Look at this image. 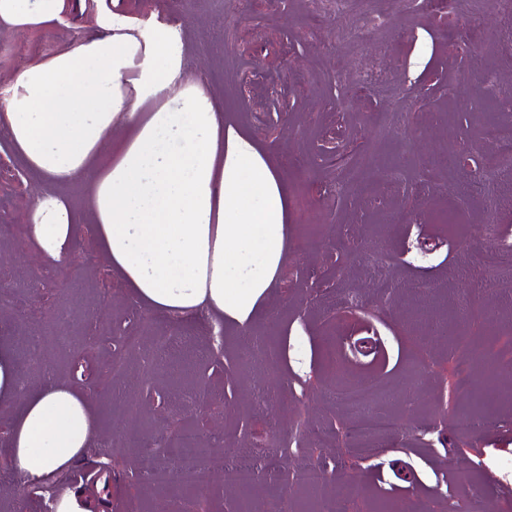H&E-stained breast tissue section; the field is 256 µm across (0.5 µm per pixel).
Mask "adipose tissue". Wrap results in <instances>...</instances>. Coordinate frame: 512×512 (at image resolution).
Listing matches in <instances>:
<instances>
[{"instance_id": "obj_1", "label": "adipose tissue", "mask_w": 512, "mask_h": 512, "mask_svg": "<svg viewBox=\"0 0 512 512\" xmlns=\"http://www.w3.org/2000/svg\"><path fill=\"white\" fill-rule=\"evenodd\" d=\"M67 0H0V32L47 28ZM101 35L21 67L0 114L15 149L47 181H82L96 241L150 310L207 312L249 326L288 259V188L267 155L231 123L206 86L187 80L181 35L112 11ZM77 219L36 195L29 234L64 266ZM0 349V405L19 403L14 469L52 483L100 429L90 398L45 374L21 387Z\"/></svg>"}]
</instances>
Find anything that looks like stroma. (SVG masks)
Masks as SVG:
<instances>
[{
    "mask_svg": "<svg viewBox=\"0 0 512 512\" xmlns=\"http://www.w3.org/2000/svg\"><path fill=\"white\" fill-rule=\"evenodd\" d=\"M112 10L179 29L187 78L203 77L225 118L272 152L290 193L288 261L249 327L205 313L150 319L98 250L83 188L48 185L0 132V225L15 228L0 240V345L24 381L50 365L102 417L51 492L0 476V512H50L51 494L101 477L119 434L109 512H512V371L494 362L512 344V277L471 265L512 250V207L465 191L490 163L488 115L512 97V32L448 0H348L340 12L314 0H68L60 23L0 36V92L23 65L96 35ZM462 39L489 80L467 75ZM398 111L399 135L380 136ZM458 146L466 162L441 167ZM42 190L82 217L65 273L27 235L30 194ZM43 273L51 287H32ZM417 307L447 317L452 334L434 337ZM55 332L69 334L67 348L32 364L29 337ZM163 332L174 346L147 363ZM130 336L140 348L117 381L112 357ZM375 383L396 431L366 459L334 394ZM489 391L484 426L465 431ZM312 425L334 441L312 442ZM186 431L198 438L202 500L176 488L171 451L160 452L165 480L138 476L142 452ZM270 445L277 467L250 492L212 465ZM307 462L327 476L316 495L301 481Z\"/></svg>",
    "mask_w": 512,
    "mask_h": 512,
    "instance_id": "obj_1",
    "label": "stroma"
}]
</instances>
